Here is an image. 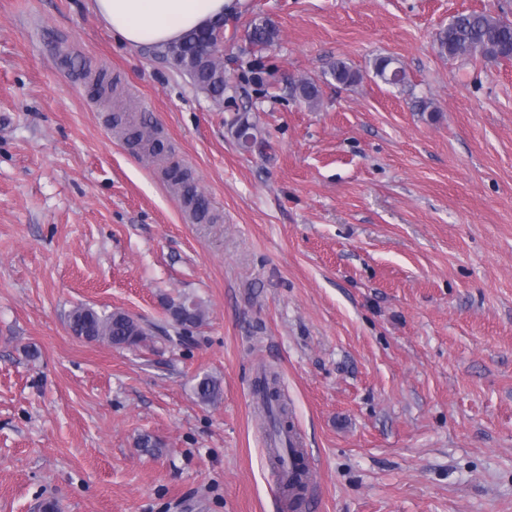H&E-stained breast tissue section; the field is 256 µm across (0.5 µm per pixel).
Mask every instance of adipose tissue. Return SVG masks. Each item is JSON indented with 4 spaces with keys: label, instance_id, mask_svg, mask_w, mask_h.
I'll return each mask as SVG.
<instances>
[{
    "label": "adipose tissue",
    "instance_id": "1",
    "mask_svg": "<svg viewBox=\"0 0 512 512\" xmlns=\"http://www.w3.org/2000/svg\"><path fill=\"white\" fill-rule=\"evenodd\" d=\"M115 38L131 47H164L187 31L233 12L235 0H92Z\"/></svg>",
    "mask_w": 512,
    "mask_h": 512
}]
</instances>
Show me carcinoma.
Here are the masks:
<instances>
[{
    "instance_id": "cac0c4a2",
    "label": "carcinoma",
    "mask_w": 512,
    "mask_h": 512,
    "mask_svg": "<svg viewBox=\"0 0 512 512\" xmlns=\"http://www.w3.org/2000/svg\"><path fill=\"white\" fill-rule=\"evenodd\" d=\"M220 27L221 24L215 23L193 29L184 34L179 42L165 49V54L174 65L185 71L197 87L216 100L223 99L227 90L224 69L203 54V49ZM277 36L278 31L270 21L263 19L252 23L250 41L254 46L263 49L271 45ZM435 48L439 55L453 58L512 60V21L487 11L459 13L438 33ZM374 72L389 84L406 82L405 70L391 57L377 58ZM328 75L342 85H351L360 79V74L340 59L330 65ZM292 91L310 105L319 100V87L312 80L296 81ZM168 311L172 320H188L196 328L204 322L202 304L195 299L183 297L177 301L171 300ZM69 329L78 338H90L115 346H136L149 339L148 333L129 316L122 313L100 314L90 307L75 308L69 317ZM194 392L205 403H215L221 399L220 383L210 376L198 380ZM254 393L268 421L272 464L281 472L291 468L297 473H306L302 455L293 450L290 441L292 425L288 408L281 398L278 375L274 372L262 373L254 382Z\"/></svg>"
}]
</instances>
